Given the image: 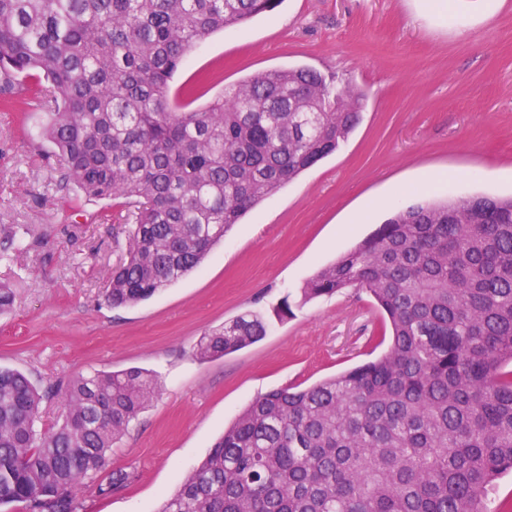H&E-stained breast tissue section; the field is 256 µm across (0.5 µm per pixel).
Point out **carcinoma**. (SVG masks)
Masks as SVG:
<instances>
[{"label": "carcinoma", "mask_w": 512, "mask_h": 512, "mask_svg": "<svg viewBox=\"0 0 512 512\" xmlns=\"http://www.w3.org/2000/svg\"><path fill=\"white\" fill-rule=\"evenodd\" d=\"M284 0H0V106H48L40 136L88 201L123 199L133 245L106 300L132 307L195 271L267 196L336 152L365 94L305 66L269 70L192 107L172 91L209 36ZM363 291L389 322L374 360L253 400L159 512H488L512 474V197L397 210L300 289ZM250 311L204 334L197 357L266 335ZM140 370L77 376L62 423L0 368V506L78 512L77 490L157 393ZM116 470L99 491L131 483Z\"/></svg>", "instance_id": "1"}]
</instances>
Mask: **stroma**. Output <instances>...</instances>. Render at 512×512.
Returning a JSON list of instances; mask_svg holds the SVG:
<instances>
[{"mask_svg":"<svg viewBox=\"0 0 512 512\" xmlns=\"http://www.w3.org/2000/svg\"><path fill=\"white\" fill-rule=\"evenodd\" d=\"M306 65L367 96L363 119L336 153L249 211L204 264L134 307L107 304V275L128 247L123 201L78 199L62 162L37 140L46 116L0 109V263L11 288L0 315V367L26 374L51 427L74 376L138 368L156 396L78 495L81 512H157L235 416L265 392L307 387L373 360L389 329L365 292L298 306L319 266L389 216L427 196H512V0L492 18L483 0H452L446 16L422 0H283L273 13L217 33L194 49L172 85L208 75L199 105L277 68ZM296 304L279 319L282 301ZM265 315L266 336L203 360L194 347L238 315ZM125 488L99 494L112 471Z\"/></svg>","mask_w":512,"mask_h":512,"instance_id":"stroma-1","label":"stroma"}]
</instances>
